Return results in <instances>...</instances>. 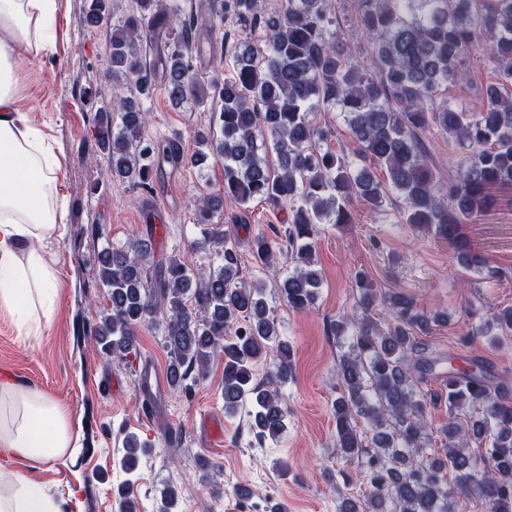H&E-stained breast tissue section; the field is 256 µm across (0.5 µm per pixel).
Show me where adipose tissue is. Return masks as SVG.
I'll return each mask as SVG.
<instances>
[{
  "mask_svg": "<svg viewBox=\"0 0 512 512\" xmlns=\"http://www.w3.org/2000/svg\"><path fill=\"white\" fill-rule=\"evenodd\" d=\"M56 0H0V310L25 335H40L58 301L67 202L60 166L18 107V51H51ZM80 437L69 411L47 394L0 377V460L38 468L72 461ZM41 481L0 469V512H64Z\"/></svg>",
  "mask_w": 512,
  "mask_h": 512,
  "instance_id": "1",
  "label": "adipose tissue"
}]
</instances>
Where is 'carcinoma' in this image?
I'll return each mask as SVG.
<instances>
[{"label":"carcinoma","mask_w":512,"mask_h":512,"mask_svg":"<svg viewBox=\"0 0 512 512\" xmlns=\"http://www.w3.org/2000/svg\"><path fill=\"white\" fill-rule=\"evenodd\" d=\"M138 2L139 13L114 27L109 39L110 77L129 91L112 101L118 125L107 114L97 132L109 181L149 193L161 160L182 156L197 167L211 156L224 161V187L198 199L199 223H213L226 199L288 205L282 243L258 235L251 250L268 270L292 266L276 287L296 312L315 305L322 282L314 252L318 225L351 223L356 195L379 208L397 193L404 203L400 223L447 241L465 269L489 268L461 227L485 214L496 192L512 189V0H354L371 42V72L336 38L332 0H283L274 13L259 0H219L220 10L207 16L193 5L172 10L159 0ZM105 12V0H93L86 25L100 26ZM227 14L257 36L224 54V80L207 89L193 72L197 33ZM158 28L168 30L160 64L172 104L221 101L219 133L194 136L210 156L176 140L145 137L148 113L141 101L152 96L154 83L141 48ZM477 48L498 77L487 88L486 107L470 113L447 101L435 104L439 87L466 77L460 60ZM319 106L343 115L358 162L318 146L331 136L312 118ZM432 124L469 150L446 190L419 136ZM262 143L271 144L277 166L260 154ZM377 170L387 180H379ZM211 244L215 260L207 268L176 256L157 260L144 239L101 248L98 282L110 304L92 326L91 340L105 360L124 362L136 353V328L160 327L170 354V391L185 398L211 359L223 355L224 413L250 406V432L261 443L275 440L287 428L280 388L293 374V351L280 338L266 283L241 275L236 242L214 229L196 242ZM356 288L358 311L332 321L329 330L348 344L336 367L337 455L361 464L364 488L349 492L343 477L337 512H464L473 500L480 512H512V385L473 358L467 368L448 369L438 388L427 386L436 358L425 336L448 316L424 313L402 293L382 292L361 272ZM510 336L508 305L462 331L457 344L484 337L498 346ZM269 356L270 370L259 379L255 366ZM435 410L446 419L433 428ZM165 438L175 465L182 432L169 428ZM435 441L441 448H433ZM123 449L128 478L118 488V512H137L132 477L151 446L127 433Z\"/></svg>","instance_id":"cac0c4a2"}]
</instances>
